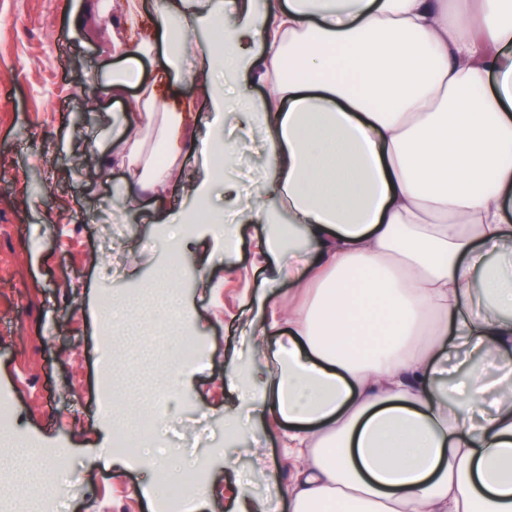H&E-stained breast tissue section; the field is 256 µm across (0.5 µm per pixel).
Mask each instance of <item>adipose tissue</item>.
I'll return each mask as SVG.
<instances>
[{"mask_svg":"<svg viewBox=\"0 0 512 512\" xmlns=\"http://www.w3.org/2000/svg\"><path fill=\"white\" fill-rule=\"evenodd\" d=\"M504 2L156 0L148 28L98 0L71 12L75 28L128 29L105 95L142 87L137 111L112 115L131 201L164 209L168 170L190 150L205 209L228 105L269 137L248 218L274 264L253 298L256 357L225 377L241 406L286 423L289 446L306 451L281 490L288 512H512ZM202 28L215 38L195 40ZM183 82L205 89L206 129ZM155 118L166 162L143 169L139 134ZM284 282L301 305L280 306ZM283 324L287 337L267 344Z\"/></svg>","mask_w":512,"mask_h":512,"instance_id":"adipose-tissue-1","label":"adipose tissue"}]
</instances>
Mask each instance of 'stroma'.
I'll use <instances>...</instances> for the list:
<instances>
[{
  "instance_id": "stroma-1",
  "label": "stroma",
  "mask_w": 512,
  "mask_h": 512,
  "mask_svg": "<svg viewBox=\"0 0 512 512\" xmlns=\"http://www.w3.org/2000/svg\"><path fill=\"white\" fill-rule=\"evenodd\" d=\"M74 4L0 0V384L13 389L20 438L32 433L39 445L67 448L69 471L81 485L69 512H152L144 493L152 469L129 461L94 465L114 426L133 413L126 402L108 418L97 408L106 324L99 296L108 289L124 301L159 277L166 264L156 246L162 224L178 223L190 207L196 163L184 158L161 212L127 201L125 173L117 167L102 166L101 177L86 178L85 168L99 164L93 145H111L113 107L95 110L84 125L75 117L89 105V87L108 79L105 63L127 36L93 24L86 35L72 33ZM224 135L235 146L232 176L248 196L266 169V137L233 110L224 114ZM65 137L66 155L57 149ZM261 233V225L243 223L229 262L207 236L181 252L180 290L196 314L185 335L168 328L164 307L143 301L126 304V320L112 331V354L125 362L114 374L116 388L145 400L182 337L201 350L164 433L176 450L170 468L203 460V482L215 489L207 512H230L245 488L266 502L267 512H279L272 486L287 484L294 464L285 430L272 421L252 422L257 441L224 440L225 412L248 420L225 365L249 359L243 334L266 273L256 245ZM202 274L209 287H198Z\"/></svg>"
}]
</instances>
